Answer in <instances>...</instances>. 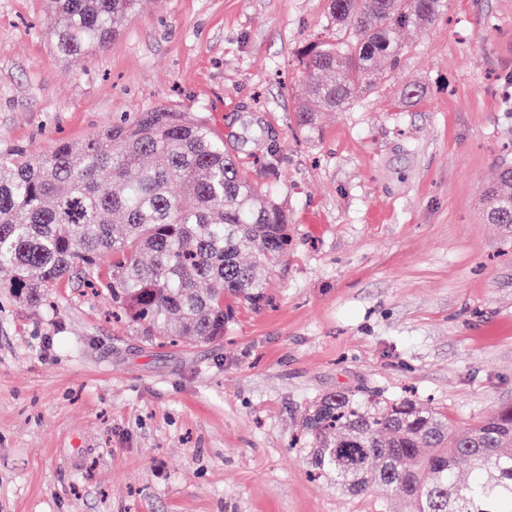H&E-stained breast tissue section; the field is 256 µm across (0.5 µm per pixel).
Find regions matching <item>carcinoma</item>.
<instances>
[{"label": "carcinoma", "instance_id": "cac0c4a2", "mask_svg": "<svg viewBox=\"0 0 512 512\" xmlns=\"http://www.w3.org/2000/svg\"><path fill=\"white\" fill-rule=\"evenodd\" d=\"M140 2L49 0L53 47L74 57L104 46ZM445 8L446 0H330L347 32L299 53L298 128L317 129L320 113L384 82L400 31ZM484 200L490 223L512 224V167ZM287 253L288 214L200 120L143 109L80 142L0 154V288L27 304L81 268L136 335L212 343L237 304L260 306L265 270ZM304 432L309 471L342 494L380 487L408 512H512V407L452 432L445 414L413 399L337 392L310 405Z\"/></svg>", "mask_w": 512, "mask_h": 512}]
</instances>
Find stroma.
I'll return each instance as SVG.
<instances>
[{"mask_svg": "<svg viewBox=\"0 0 512 512\" xmlns=\"http://www.w3.org/2000/svg\"><path fill=\"white\" fill-rule=\"evenodd\" d=\"M53 26L46 0H0V152L182 112L275 188L291 244L214 343L145 341L80 271L37 307L0 289V512H405L311 478L302 420L336 391L454 431L512 406V227L481 196L512 166V0H449L312 138L298 53L338 38L328 0H143L66 59Z\"/></svg>", "mask_w": 512, "mask_h": 512, "instance_id": "stroma-1", "label": "stroma"}]
</instances>
